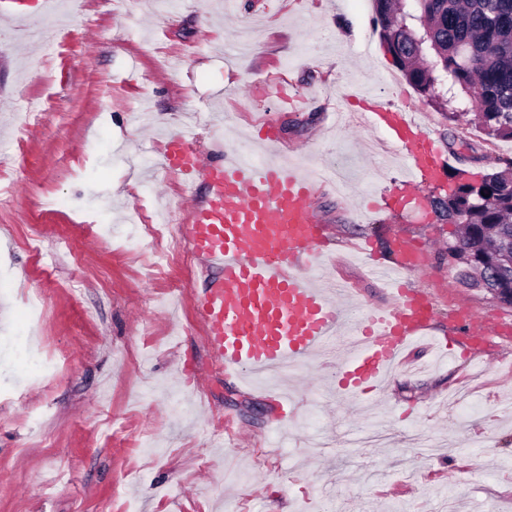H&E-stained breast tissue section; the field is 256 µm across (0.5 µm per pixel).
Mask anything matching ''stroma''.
Returning a JSON list of instances; mask_svg holds the SVG:
<instances>
[{"instance_id":"35a3bbf8","label":"stroma","mask_w":512,"mask_h":512,"mask_svg":"<svg viewBox=\"0 0 512 512\" xmlns=\"http://www.w3.org/2000/svg\"><path fill=\"white\" fill-rule=\"evenodd\" d=\"M47 19L70 38L64 64L21 40L0 16V162L21 192L0 207V512H512V352L454 338L438 362L425 348L375 393L353 399L308 367L289 376L288 407L265 383L245 390L216 369L190 294L199 260L149 277V248L130 216L155 195L184 198L158 147L183 129L213 156L217 124L240 138L272 132L280 158L312 169L335 159L346 192L316 189L329 226L330 269L353 305H389L350 246L387 254L400 230L425 257L413 289L433 288L436 324L458 302L512 325V307L464 285L448 255L453 227L432 212L386 205L406 167L366 158L369 126L333 122L344 89L409 101L449 160L470 172L512 155V141H484L448 122L396 67L374 7L361 0H68ZM291 83L303 101L235 95L253 82ZM52 106L20 125L25 99ZM468 139L463 161L452 135ZM66 198L49 210L48 196ZM180 313L155 304L170 281ZM45 306L29 321L26 296ZM286 430H279L280 419Z\"/></svg>"}]
</instances>
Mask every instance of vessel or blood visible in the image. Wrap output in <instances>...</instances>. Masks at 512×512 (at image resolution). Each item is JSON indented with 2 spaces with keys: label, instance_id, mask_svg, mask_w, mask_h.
Instances as JSON below:
<instances>
[{
  "label": "vessel or blood",
  "instance_id": "1",
  "mask_svg": "<svg viewBox=\"0 0 512 512\" xmlns=\"http://www.w3.org/2000/svg\"><path fill=\"white\" fill-rule=\"evenodd\" d=\"M370 121L388 134L410 172L394 202L417 200L420 184L443 172L439 147L402 107H375ZM191 141L190 131L173 135L165 166L188 193L179 233L210 274L194 305L212 361L225 376L250 384L316 360L345 396L379 388L403 352L432 329L429 294L399 284V272L421 263L408 241L393 235V261L371 268L394 293V304L353 317L338 300L344 285L327 270V228L311 206L313 183L301 168L241 146L206 161ZM457 317L458 331L500 332L466 306H458Z\"/></svg>",
  "mask_w": 512,
  "mask_h": 512
}]
</instances>
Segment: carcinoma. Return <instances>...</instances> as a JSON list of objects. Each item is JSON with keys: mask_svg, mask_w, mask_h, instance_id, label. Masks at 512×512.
Instances as JSON below:
<instances>
[{"mask_svg": "<svg viewBox=\"0 0 512 512\" xmlns=\"http://www.w3.org/2000/svg\"><path fill=\"white\" fill-rule=\"evenodd\" d=\"M381 36L416 91L457 121L458 104L477 102L484 140L512 141V0H374ZM448 193L430 198L437 216L459 226L450 243L461 276L490 288L512 286V157L474 181L458 171Z\"/></svg>", "mask_w": 512, "mask_h": 512, "instance_id": "carcinoma-1", "label": "carcinoma"}]
</instances>
